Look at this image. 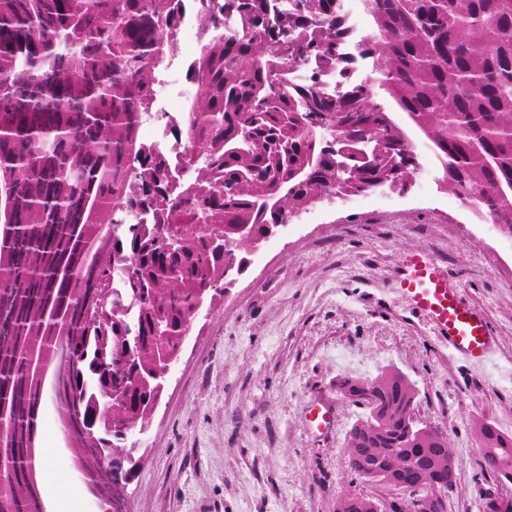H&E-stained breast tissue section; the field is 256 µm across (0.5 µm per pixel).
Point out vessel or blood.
Listing matches in <instances>:
<instances>
[{
	"instance_id": "vessel-or-blood-1",
	"label": "vessel or blood",
	"mask_w": 512,
	"mask_h": 512,
	"mask_svg": "<svg viewBox=\"0 0 512 512\" xmlns=\"http://www.w3.org/2000/svg\"><path fill=\"white\" fill-rule=\"evenodd\" d=\"M394 290L406 297L414 313L431 322L453 356L470 364L493 365L494 336L485 316L446 268L427 255H412Z\"/></svg>"
}]
</instances>
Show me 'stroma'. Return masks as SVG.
I'll return each instance as SVG.
<instances>
[{"mask_svg": "<svg viewBox=\"0 0 512 512\" xmlns=\"http://www.w3.org/2000/svg\"><path fill=\"white\" fill-rule=\"evenodd\" d=\"M411 138L419 167L407 187L296 213L201 308L137 438L129 512H336L339 494L364 488L346 443L365 409L338 385L389 368L415 385L421 418L448 436L454 512H478L497 492L479 465L476 429L489 421L512 436V235L449 193L430 148ZM420 252L484 312L495 367L459 363L392 290ZM312 408L330 412L331 428L309 427ZM36 448L73 484V512H97L50 398Z\"/></svg>", "mask_w": 512, "mask_h": 512, "instance_id": "stroma-1", "label": "stroma"}]
</instances>
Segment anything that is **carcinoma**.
<instances>
[{"label":"carcinoma","mask_w":512,"mask_h":512,"mask_svg":"<svg viewBox=\"0 0 512 512\" xmlns=\"http://www.w3.org/2000/svg\"><path fill=\"white\" fill-rule=\"evenodd\" d=\"M181 0H0V419L12 483L0 512H37L35 440L43 399L39 365L61 345L72 353L54 388L61 420L88 482L112 512L122 492L112 469L136 470V442L162 395L157 372L179 355L191 322L220 280L244 271V254L307 208L338 179L359 190L407 178L412 140L377 111L372 85L342 96L312 85L275 87L286 64L317 71L341 59L336 0H223L201 14L206 35L189 72L195 86L185 126L194 177L171 185L169 161L143 145L164 37ZM373 38L363 54L409 125L432 147L448 190L512 227V0H365ZM235 15L241 32L212 35ZM342 128L349 150L328 148L309 122ZM385 143L371 158L362 144ZM151 223L123 235L99 230L120 212ZM249 226L251 237L240 236ZM123 263V293L137 313L95 319ZM123 381V400L107 394ZM359 404L380 397L382 427L358 421L348 463L397 472L412 488L448 477V439L431 425L408 434L416 413L408 382H341ZM481 467L512 480V438L479 425Z\"/></svg>","instance_id":"obj_1"}]
</instances>
